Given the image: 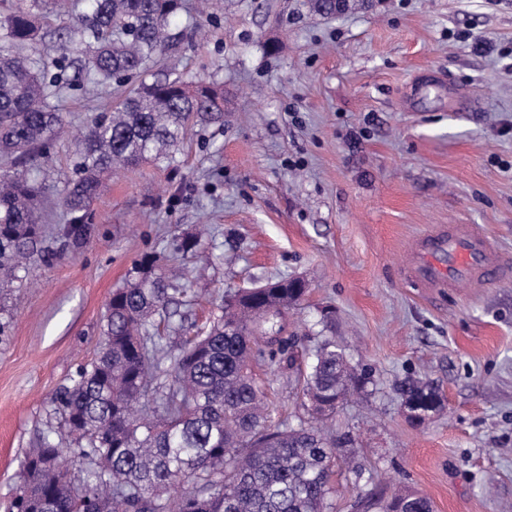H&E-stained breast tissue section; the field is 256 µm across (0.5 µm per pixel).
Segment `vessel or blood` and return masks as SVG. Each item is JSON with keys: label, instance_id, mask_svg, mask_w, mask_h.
Listing matches in <instances>:
<instances>
[{"label": "vessel or blood", "instance_id": "b4317fda", "mask_svg": "<svg viewBox=\"0 0 512 512\" xmlns=\"http://www.w3.org/2000/svg\"><path fill=\"white\" fill-rule=\"evenodd\" d=\"M409 280L427 288L453 289L512 278V263L494 241L470 224H451L421 237L409 259Z\"/></svg>", "mask_w": 512, "mask_h": 512}]
</instances>
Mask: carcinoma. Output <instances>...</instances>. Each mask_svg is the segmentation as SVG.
<instances>
[{"label": "carcinoma", "instance_id": "cac0c4a2", "mask_svg": "<svg viewBox=\"0 0 512 512\" xmlns=\"http://www.w3.org/2000/svg\"><path fill=\"white\" fill-rule=\"evenodd\" d=\"M75 17L56 29L43 0L0 17V285L17 279L42 237L37 176L13 168L23 156L47 161L65 125L64 88L122 86L153 70L186 37L171 18L185 0H51ZM351 0H308L321 16L347 11ZM56 36L61 54L32 58L25 49ZM75 69L73 77L66 75ZM224 91L180 77L143 82L92 116L77 137L72 174L61 203L68 235L92 223L89 203L102 176L143 162H175V151L198 121H219ZM178 274L156 257L113 291L103 343L70 385L51 398L59 426L27 454L7 512H327L336 460L353 444L318 425L368 378L347 367L341 348L318 342L312 360L296 366L297 337L288 310L301 304L305 283L228 295L208 329L184 336L177 352L158 333ZM264 363L298 374L313 421L270 424L252 368ZM403 403L441 408L430 384L396 385ZM58 434L67 447L54 444ZM380 512H432L420 494L379 498Z\"/></svg>", "mask_w": 512, "mask_h": 512}]
</instances>
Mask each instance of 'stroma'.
<instances>
[{"label": "stroma", "instance_id": "stroma-1", "mask_svg": "<svg viewBox=\"0 0 512 512\" xmlns=\"http://www.w3.org/2000/svg\"><path fill=\"white\" fill-rule=\"evenodd\" d=\"M180 15L193 38L164 60L224 87V119L197 125L174 165L107 179L73 246L58 205L73 134L113 93L65 91L52 144L44 251L0 291V512L29 449L59 418L52 396L96 355L105 307L144 257L185 265L173 306L207 327L225 294L302 277L288 316L299 363L326 336L369 372L329 430L349 433L370 481L339 471L330 512L418 493L433 512H512V280L442 293L406 280L417 240L473 224L512 259V0H374L338 17L305 0H210ZM201 234L200 246L179 251ZM268 385L271 420L308 410L294 378ZM430 381L443 407L412 420L395 393Z\"/></svg>", "mask_w": 512, "mask_h": 512}]
</instances>
